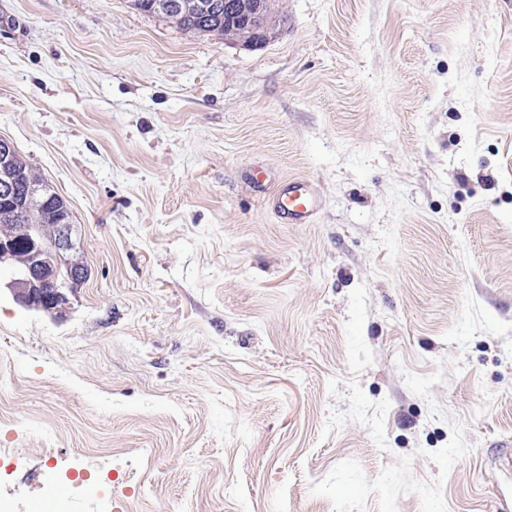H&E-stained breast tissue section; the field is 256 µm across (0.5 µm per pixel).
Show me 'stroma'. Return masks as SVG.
<instances>
[{
  "mask_svg": "<svg viewBox=\"0 0 512 512\" xmlns=\"http://www.w3.org/2000/svg\"><path fill=\"white\" fill-rule=\"evenodd\" d=\"M279 13L0 0V138L89 271L0 293V512H512V0ZM131 5L140 12L160 15L176 24L181 30L192 34H211L224 36L225 39L235 37L237 28L230 26L224 16L233 17L239 28L250 31L251 35L245 41L252 48L263 47L269 40L267 17L264 14V0H222L224 9L215 8V3L203 5L208 15L201 13L195 0H173L171 11H153L156 0H132ZM272 207L284 224H312L317 214L318 200L308 181L290 178L280 185Z\"/></svg>",
  "mask_w": 512,
  "mask_h": 512,
  "instance_id": "1",
  "label": "stroma"
}]
</instances>
